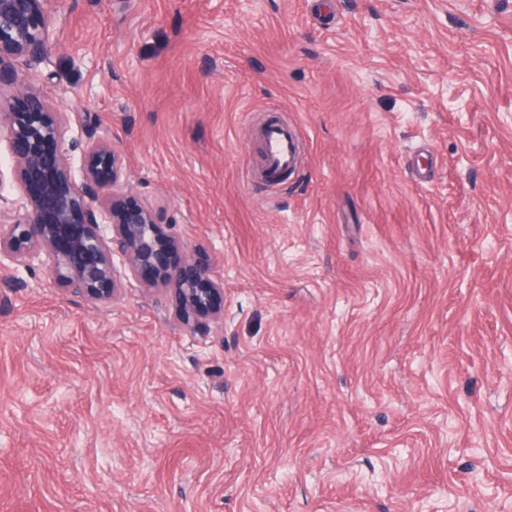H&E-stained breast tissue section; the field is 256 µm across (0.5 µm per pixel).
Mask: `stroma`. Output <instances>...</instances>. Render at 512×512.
Segmentation results:
<instances>
[{
	"label": "stroma",
	"instance_id": "1",
	"mask_svg": "<svg viewBox=\"0 0 512 512\" xmlns=\"http://www.w3.org/2000/svg\"><path fill=\"white\" fill-rule=\"evenodd\" d=\"M54 11L25 90L72 157L119 147L223 314L0 265V512H512V0ZM262 133L266 145V169L279 174L293 168L297 162L294 129L281 121L272 120L264 126Z\"/></svg>",
	"mask_w": 512,
	"mask_h": 512
}]
</instances>
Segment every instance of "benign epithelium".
I'll return each instance as SVG.
<instances>
[{
    "mask_svg": "<svg viewBox=\"0 0 512 512\" xmlns=\"http://www.w3.org/2000/svg\"><path fill=\"white\" fill-rule=\"evenodd\" d=\"M55 39L52 0H0V132L14 162L20 205L0 217V263L38 262L49 279L94 300L112 298L117 265L160 285L185 321L218 315L223 284L201 247L184 252L163 213L129 193L121 155L106 137H91L75 159L62 149L69 117L40 96L4 97L21 77L14 62L41 63Z\"/></svg>",
    "mask_w": 512,
    "mask_h": 512,
    "instance_id": "1",
    "label": "benign epithelium"
}]
</instances>
